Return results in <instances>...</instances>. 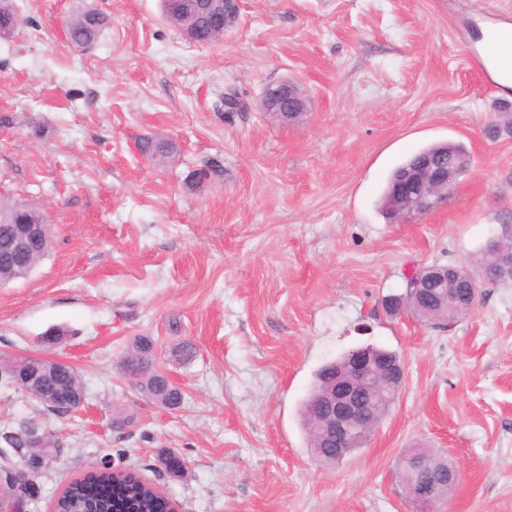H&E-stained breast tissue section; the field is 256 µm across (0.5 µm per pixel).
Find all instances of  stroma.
<instances>
[{
  "label": "stroma",
  "mask_w": 512,
  "mask_h": 512,
  "mask_svg": "<svg viewBox=\"0 0 512 512\" xmlns=\"http://www.w3.org/2000/svg\"><path fill=\"white\" fill-rule=\"evenodd\" d=\"M13 3L0 194L37 207L54 240L0 285V353L65 361L85 391L61 417L0 385V428L35 422L58 448L20 512H52L108 459L177 512H512V284L441 324L383 307L413 269L474 262L512 225V137L485 134L512 90L468 62L472 26L512 17V0H239L204 45L161 0ZM88 9L106 25L73 47L66 22ZM288 79L307 108L284 124L261 101ZM230 91L245 108L229 116ZM148 140L173 150L148 156ZM447 141L473 160L447 201L387 222L389 172ZM142 336L179 408L122 374ZM361 344L397 353L404 382L364 447L324 465L301 406L316 371ZM120 411L133 422L118 430ZM418 444L460 474L439 502L399 481Z\"/></svg>",
  "instance_id": "stroma-1"
}]
</instances>
